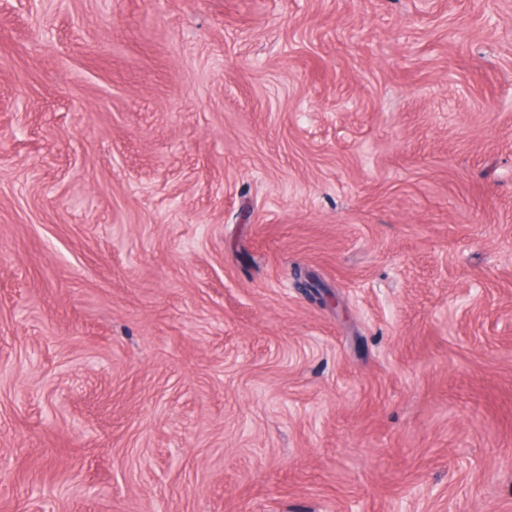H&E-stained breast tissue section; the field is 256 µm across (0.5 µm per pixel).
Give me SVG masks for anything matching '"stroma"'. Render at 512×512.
Returning a JSON list of instances; mask_svg holds the SVG:
<instances>
[{
	"label": "stroma",
	"instance_id": "obj_1",
	"mask_svg": "<svg viewBox=\"0 0 512 512\" xmlns=\"http://www.w3.org/2000/svg\"><path fill=\"white\" fill-rule=\"evenodd\" d=\"M0 512H512V0H0Z\"/></svg>",
	"mask_w": 512,
	"mask_h": 512
}]
</instances>
